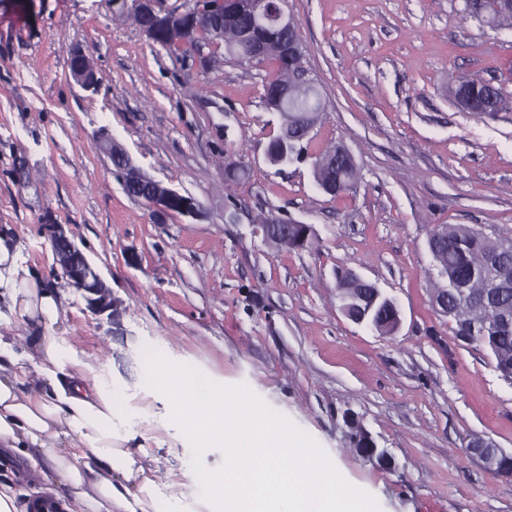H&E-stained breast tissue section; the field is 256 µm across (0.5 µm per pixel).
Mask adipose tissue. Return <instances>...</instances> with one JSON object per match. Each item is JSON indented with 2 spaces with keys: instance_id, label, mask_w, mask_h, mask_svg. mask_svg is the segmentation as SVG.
Wrapping results in <instances>:
<instances>
[{
  "instance_id": "ef3b65f1",
  "label": "adipose tissue",
  "mask_w": 512,
  "mask_h": 512,
  "mask_svg": "<svg viewBox=\"0 0 512 512\" xmlns=\"http://www.w3.org/2000/svg\"><path fill=\"white\" fill-rule=\"evenodd\" d=\"M67 315L64 294L22 269L13 237L0 233V449L34 475L0 482V512H28L44 496L53 512H137L144 502L147 512H173L136 485L115 426L121 394L106 365L63 335Z\"/></svg>"
}]
</instances>
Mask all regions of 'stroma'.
<instances>
[{
  "instance_id": "obj_1",
  "label": "stroma",
  "mask_w": 512,
  "mask_h": 512,
  "mask_svg": "<svg viewBox=\"0 0 512 512\" xmlns=\"http://www.w3.org/2000/svg\"><path fill=\"white\" fill-rule=\"evenodd\" d=\"M462 0H288L329 106L309 157L266 151L281 128L262 103L266 69L176 61L112 0H0V229L23 267L63 288V330L105 362L137 437L128 448L161 496L216 512L192 490L194 453L142 386L152 355L247 387L308 433L378 512H512V478L468 446L512 453V382L434 309L436 226L512 238V30L463 19ZM92 58L97 90L70 75ZM493 83L506 108L465 112L459 78ZM147 176L194 198L196 216L153 215L114 177L105 139ZM344 143L356 192L316 185L313 156ZM245 168L226 181L229 166ZM312 225L306 248L264 237L261 217ZM63 228L108 285L117 317L67 286L50 247ZM376 283L401 323L383 334L341 311L345 273ZM367 435L387 462L358 449ZM70 71L73 79L83 89L94 90L102 82L91 58L82 50L73 51L71 54Z\"/></svg>"
}]
</instances>
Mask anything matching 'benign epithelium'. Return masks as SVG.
Wrapping results in <instances>:
<instances>
[{
    "instance_id": "7a95c632",
    "label": "benign epithelium",
    "mask_w": 512,
    "mask_h": 512,
    "mask_svg": "<svg viewBox=\"0 0 512 512\" xmlns=\"http://www.w3.org/2000/svg\"><path fill=\"white\" fill-rule=\"evenodd\" d=\"M129 1L132 2L136 24L151 39L163 38L182 49H189L186 62L196 69L207 70L212 66L217 45L195 46L191 42V27L184 23L186 17L198 18L201 9L197 7V0H184L183 6L175 9L164 8V0H115V3L124 6ZM219 3L222 9L212 24L215 34H224V22L229 21L236 25L239 39L247 45L250 57L261 59L273 49L288 63V74L292 80L313 82L303 64L305 50L302 40L284 37L272 44L263 35L268 24L284 32L292 26V16L280 0H219ZM70 71L76 83L86 90H94L102 82L91 58L82 50L71 54ZM104 149L119 169L127 195L147 203L154 212L184 216L197 214L198 206L194 199L145 175L123 149L110 141L105 143ZM260 224L265 238L276 244L288 241L290 226L298 230L295 240L299 245L305 243L312 231L309 224L290 225L273 215L263 218ZM53 250L56 265L66 270L72 284L86 293L90 306L97 312L112 310V296L106 282L83 250L61 228L54 234ZM470 449L494 473L512 477V454L486 441H476Z\"/></svg>"
}]
</instances>
